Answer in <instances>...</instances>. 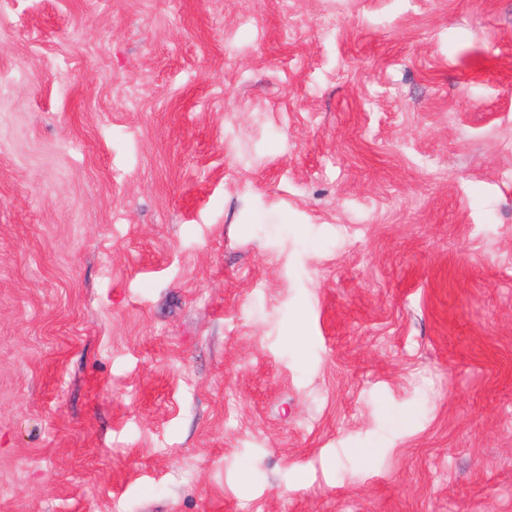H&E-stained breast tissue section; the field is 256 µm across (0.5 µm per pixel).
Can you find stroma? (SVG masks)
I'll list each match as a JSON object with an SVG mask.
<instances>
[{"label": "stroma", "instance_id": "1", "mask_svg": "<svg viewBox=\"0 0 512 512\" xmlns=\"http://www.w3.org/2000/svg\"><path fill=\"white\" fill-rule=\"evenodd\" d=\"M0 512H512V0H0Z\"/></svg>", "mask_w": 512, "mask_h": 512}]
</instances>
